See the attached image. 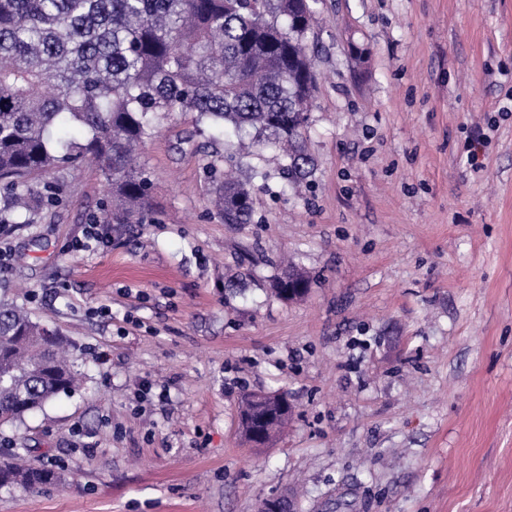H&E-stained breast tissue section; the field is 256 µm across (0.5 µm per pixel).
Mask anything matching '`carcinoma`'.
<instances>
[{
    "label": "carcinoma",
    "instance_id": "carcinoma-1",
    "mask_svg": "<svg viewBox=\"0 0 512 512\" xmlns=\"http://www.w3.org/2000/svg\"><path fill=\"white\" fill-rule=\"evenodd\" d=\"M316 0H0V224H34L59 200L38 177L95 162L109 183L107 224H143L152 181L135 152L158 115L193 112L196 124L233 130L227 161L272 148L282 176L310 177L306 150L316 73L302 41ZM217 215L252 222L249 190L213 180ZM310 285L287 266L273 288ZM57 331L0 297V421L26 415L80 384ZM49 465L0 461V486L57 483Z\"/></svg>",
    "mask_w": 512,
    "mask_h": 512
}]
</instances>
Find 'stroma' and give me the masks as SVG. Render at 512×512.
I'll list each match as a JSON object with an SVG mask.
<instances>
[{
    "instance_id": "obj_1",
    "label": "stroma",
    "mask_w": 512,
    "mask_h": 512,
    "mask_svg": "<svg viewBox=\"0 0 512 512\" xmlns=\"http://www.w3.org/2000/svg\"><path fill=\"white\" fill-rule=\"evenodd\" d=\"M301 191L252 156L253 220L210 210L229 139L158 119L155 211L70 250L108 198L95 168L16 225L0 289L63 334L83 387L24 424L62 483L0 512H512V0H318ZM486 135L472 147L474 127ZM313 278L286 301L283 260ZM287 394L252 446L243 390Z\"/></svg>"
}]
</instances>
